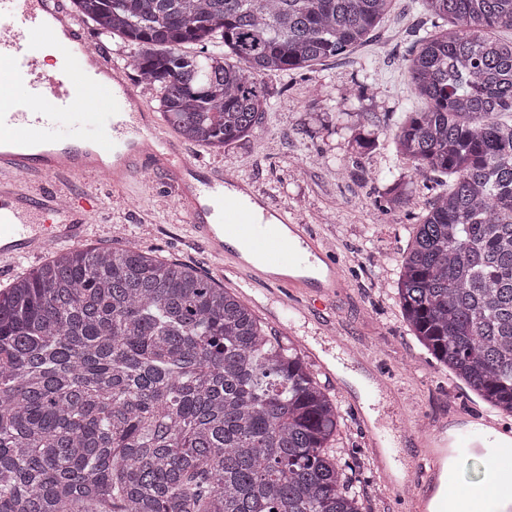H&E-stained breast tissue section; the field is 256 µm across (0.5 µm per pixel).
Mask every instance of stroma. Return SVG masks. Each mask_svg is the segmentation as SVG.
Segmentation results:
<instances>
[{"label": "stroma", "instance_id": "stroma-1", "mask_svg": "<svg viewBox=\"0 0 512 512\" xmlns=\"http://www.w3.org/2000/svg\"><path fill=\"white\" fill-rule=\"evenodd\" d=\"M418 0H393L372 38L346 55L331 58L314 72L264 74L272 101L254 131L224 149L213 151L179 142L170 126L162 133L179 142L182 152L200 169L221 168L252 182L290 215L310 225L334 252L346 286L334 302L312 320L284 321L278 303L259 320L268 335L301 346L325 331L348 340L381 368L388 382L407 400L408 429L435 422L450 411L485 409V402L447 368L436 363L404 321L392 293L403 253L418 217L440 193L437 174L414 178L408 209L386 212L384 177L406 165L393 151L394 124L412 108L410 75L405 57L418 31L430 28ZM85 37L108 51L127 81L136 84L148 109H156L157 88L140 83L129 61L133 49L120 38L99 34L86 24ZM372 133L374 142L359 155L349 154L352 133ZM94 185L105 210L87 245L123 248L137 245L158 257L198 267L214 276V260L191 241V230L161 177L146 173L126 198H116L106 180ZM344 414L337 447L355 456L367 482L362 512H398L384 490L363 445L350 398L355 390L336 366L315 368Z\"/></svg>", "mask_w": 512, "mask_h": 512}]
</instances>
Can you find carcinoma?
<instances>
[{
    "mask_svg": "<svg viewBox=\"0 0 512 512\" xmlns=\"http://www.w3.org/2000/svg\"><path fill=\"white\" fill-rule=\"evenodd\" d=\"M134 47L185 142L269 109L259 77L368 42L392 0H72ZM397 157L448 176L394 298L413 335L512 414V0H419ZM199 47L188 54L184 48ZM388 209L407 184L386 188ZM344 415L302 354L196 267L135 246L51 250L0 289V512H361Z\"/></svg>",
    "mask_w": 512,
    "mask_h": 512,
    "instance_id": "carcinoma-1",
    "label": "carcinoma"
}]
</instances>
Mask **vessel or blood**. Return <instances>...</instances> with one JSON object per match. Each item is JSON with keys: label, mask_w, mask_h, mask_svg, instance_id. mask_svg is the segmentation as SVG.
Here are the masks:
<instances>
[{"label": "vessel or blood", "mask_w": 512, "mask_h": 512, "mask_svg": "<svg viewBox=\"0 0 512 512\" xmlns=\"http://www.w3.org/2000/svg\"><path fill=\"white\" fill-rule=\"evenodd\" d=\"M146 171L170 176L194 241L219 259L218 276H237L259 307L276 301L289 317H306L308 301L324 304L343 288L327 248L307 225L289 220L287 208L222 170L198 172L159 135L109 53L88 48L65 0H0V269L79 242L96 223L101 198L67 193L56 180L103 174L120 193ZM23 177L28 187L20 186ZM407 407L393 396L388 432L358 415L382 486L403 495L406 512H446L443 496L457 512H491L490 500L472 498L445 459L496 443L493 478L510 488L512 428L486 414L452 412L411 432L403 425ZM396 438L416 449L403 476L387 453Z\"/></svg>", "instance_id": "b4317fda"}]
</instances>
